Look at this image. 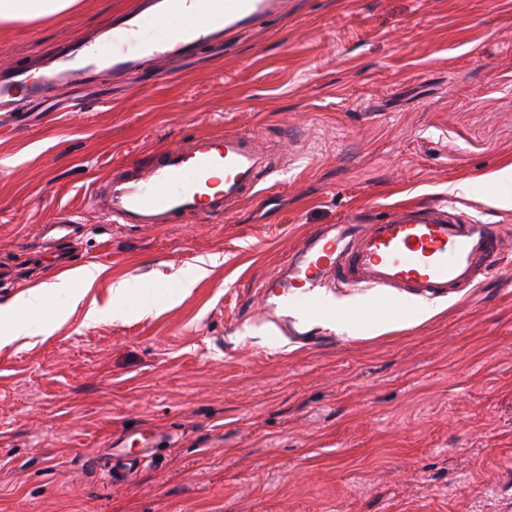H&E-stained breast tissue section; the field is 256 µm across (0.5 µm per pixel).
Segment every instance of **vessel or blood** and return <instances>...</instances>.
<instances>
[{
  "instance_id": "1",
  "label": "vessel or blood",
  "mask_w": 512,
  "mask_h": 512,
  "mask_svg": "<svg viewBox=\"0 0 512 512\" xmlns=\"http://www.w3.org/2000/svg\"><path fill=\"white\" fill-rule=\"evenodd\" d=\"M158 30L139 57L108 54L90 43L75 44L46 80L0 85V104H9L18 86L41 98L59 88L86 86L101 73L123 80L145 59L192 57L201 42L221 44L225 31L243 20L284 10L287 0H154ZM193 168L195 181L182 180ZM280 165L238 131L209 133L165 149L132 173H119L90 198L116 224H166L189 216L204 222L228 214L260 183L277 182ZM506 243L498 225L474 224L442 204L406 208L380 224L325 226L306 240L296 257L284 260L281 273L263 284L267 310L288 313L286 334L317 322L320 289L344 293L390 289L409 296L445 297L475 287L498 271Z\"/></svg>"
}]
</instances>
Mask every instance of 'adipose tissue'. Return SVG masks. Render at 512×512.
Returning <instances> with one entry per match:
<instances>
[{
	"instance_id": "adipose-tissue-1",
	"label": "adipose tissue",
	"mask_w": 512,
	"mask_h": 512,
	"mask_svg": "<svg viewBox=\"0 0 512 512\" xmlns=\"http://www.w3.org/2000/svg\"><path fill=\"white\" fill-rule=\"evenodd\" d=\"M78 0H0V25L46 21L73 10ZM99 275L93 266H81L55 275L50 281L26 289L0 307V344L33 331L48 332L50 325L65 319ZM61 298L48 306L49 297Z\"/></svg>"
}]
</instances>
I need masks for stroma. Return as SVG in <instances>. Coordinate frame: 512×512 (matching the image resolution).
Listing matches in <instances>:
<instances>
[{
	"label": "stroma",
	"instance_id": "obj_1",
	"mask_svg": "<svg viewBox=\"0 0 512 512\" xmlns=\"http://www.w3.org/2000/svg\"><path fill=\"white\" fill-rule=\"evenodd\" d=\"M140 0L0 27V71L44 69ZM242 130L282 157L228 217L115 224L88 206L131 162ZM512 0H288L223 53L0 112V304L95 265L145 314L0 347V512H512ZM470 180L468 193L450 187ZM446 201L509 244L502 278L414 317L291 342L259 287L316 226ZM209 274L181 290L201 262ZM138 459L124 481L113 459ZM488 180L496 189V192L492 194L495 205L511 203L512 165L509 164L498 169L490 175Z\"/></svg>",
	"mask_w": 512,
	"mask_h": 512
}]
</instances>
